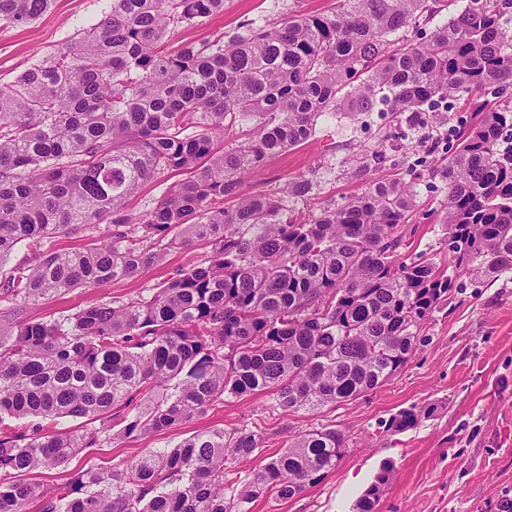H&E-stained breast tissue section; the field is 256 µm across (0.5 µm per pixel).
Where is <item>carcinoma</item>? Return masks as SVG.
I'll use <instances>...</instances> for the list:
<instances>
[{"mask_svg":"<svg viewBox=\"0 0 512 512\" xmlns=\"http://www.w3.org/2000/svg\"><path fill=\"white\" fill-rule=\"evenodd\" d=\"M55 0H0L23 26ZM439 0H334L317 14L172 49L167 34L224 0H110L105 17L0 86V303L36 304L105 288L162 264L181 244L209 247L148 295L62 320L0 324V512H248L264 496L298 497L336 470L349 438L309 430L273 456L238 429L196 432L108 470L80 469L50 488L37 474L89 448L185 424L268 393L285 413L315 412L382 387L414 355L421 324L448 299V269L404 254L417 184L389 155L356 158L362 192L317 215L275 193L240 195L243 179L315 132L325 112L386 107L403 120L477 92L455 150L436 169L455 269L512 272V0H466L413 44ZM251 121L234 149L224 135ZM183 175L140 217L126 203L147 181ZM237 199L228 210L214 206ZM110 221L100 232V221ZM81 235L74 249L54 238ZM426 413L399 411L388 429ZM59 418L79 421L58 432ZM17 420L27 426L14 425ZM260 458L245 478L231 464ZM383 468L358 500L374 512Z\"/></svg>","mask_w":512,"mask_h":512,"instance_id":"cac0c4a2","label":"carcinoma"}]
</instances>
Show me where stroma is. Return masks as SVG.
<instances>
[{
  "label": "stroma",
  "instance_id": "stroma-1",
  "mask_svg": "<svg viewBox=\"0 0 512 512\" xmlns=\"http://www.w3.org/2000/svg\"><path fill=\"white\" fill-rule=\"evenodd\" d=\"M331 0H224L223 11L199 25L171 32L170 45L198 44L217 35L239 33L244 22L261 26L287 13H316ZM109 0H55L53 8L25 26L0 27V84L13 82L42 57L99 22ZM411 128L383 112L359 119L344 113L322 115L306 142L270 159L241 186L250 195L306 178L313 190L287 206L316 214L347 200L364 182L348 160L359 149L377 147L383 136L400 141L402 162L419 185L417 209L407 229L417 250L435 260L448 257L442 224L446 190L432 172L446 161L451 127ZM205 248L173 249L164 265L145 275L99 289H76L61 298L20 306L8 322L60 319L115 299L151 293L176 267L201 261ZM447 303L424 321L423 338L410 361L376 391L315 412L274 410L269 395L228 398L206 414L161 433L121 440L81 453L70 465L46 472L53 483L93 465L113 467L153 448H171L191 433L213 428L254 431L265 453L281 452L289 439L319 427L341 430L350 448L336 470L320 484L286 502L259 499L249 512H355L356 503L385 465H392L375 512H501L512 498V274L477 278L454 273ZM417 407L428 415L415 428L393 432L385 425L398 411Z\"/></svg>",
  "mask_w": 512,
  "mask_h": 512
}]
</instances>
